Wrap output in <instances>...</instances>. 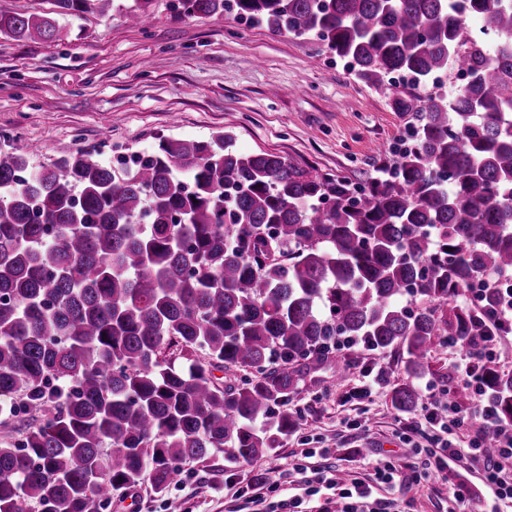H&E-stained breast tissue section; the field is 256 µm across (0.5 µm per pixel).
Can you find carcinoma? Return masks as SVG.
<instances>
[{"label":"carcinoma","mask_w":512,"mask_h":512,"mask_svg":"<svg viewBox=\"0 0 512 512\" xmlns=\"http://www.w3.org/2000/svg\"><path fill=\"white\" fill-rule=\"evenodd\" d=\"M90 1L113 2L60 0ZM228 7L316 34L373 85L467 81L396 99L413 145L362 186L226 134L116 166L66 149L32 173L0 151V424L21 423L0 443V512H101L144 481L165 493L183 462L275 452L299 381L343 340L398 352L391 401L411 410L435 339L488 334L454 296L512 278V0H179L189 18ZM0 34L58 29L0 13ZM487 374L512 421V374Z\"/></svg>","instance_id":"obj_1"}]
</instances>
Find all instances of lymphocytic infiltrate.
<instances>
[{
  "mask_svg": "<svg viewBox=\"0 0 512 512\" xmlns=\"http://www.w3.org/2000/svg\"><path fill=\"white\" fill-rule=\"evenodd\" d=\"M487 321L488 335L466 344L456 336L448 340L449 347L464 351V366L458 378L473 395L470 405L461 408L444 404L441 389L427 386L422 409L437 430L433 447L416 449L417 464L404 472L390 462L377 461V482L401 488L446 471L455 476L448 484V499L459 512H465L478 499L484 502V512H512V465H503L504 460L512 462V422L501 419L485 379L486 366L500 359L501 345L512 335V284L499 289L498 301L488 310ZM490 428L497 434L492 454L484 446L485 432ZM462 434L468 438L463 448L456 444ZM298 473L296 494L277 502L271 512H298L303 503L310 501L316 504L314 512H332L336 503L341 506L340 512H398L395 501L374 497L371 484L354 478L337 480L328 468L310 472L302 467Z\"/></svg>",
  "mask_w": 512,
  "mask_h": 512,
  "instance_id": "f902f5d3",
  "label": "lymphocytic infiltrate"
}]
</instances>
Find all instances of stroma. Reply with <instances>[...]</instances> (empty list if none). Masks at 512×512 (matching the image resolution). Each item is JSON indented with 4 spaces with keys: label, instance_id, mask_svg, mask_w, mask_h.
<instances>
[{
    "label": "stroma",
    "instance_id": "stroma-1",
    "mask_svg": "<svg viewBox=\"0 0 512 512\" xmlns=\"http://www.w3.org/2000/svg\"><path fill=\"white\" fill-rule=\"evenodd\" d=\"M131 0L107 14L61 9L58 0H0V12L55 20L58 41L0 35V143L22 145L30 167L53 163L60 147L105 162L147 151L160 139L209 140L224 132L241 153L271 151L361 184L393 166L413 121L397 111L403 87L371 86L314 36L272 33L227 12L186 18L178 0H150L148 25L131 26ZM380 369L388 386L371 401L350 392ZM398 354L345 346L336 363L310 374L288 405L297 426L282 448L248 464L225 455L183 464L167 494L140 484L107 512H256L237 496L253 477L273 478L298 462L331 466L360 479L372 470L357 452L371 448L400 467L412 448L430 447L421 408L394 409L390 386L405 379ZM328 448L330 458H302ZM405 512H448L439 478L403 491Z\"/></svg>",
    "mask_w": 512,
    "mask_h": 512
}]
</instances>
